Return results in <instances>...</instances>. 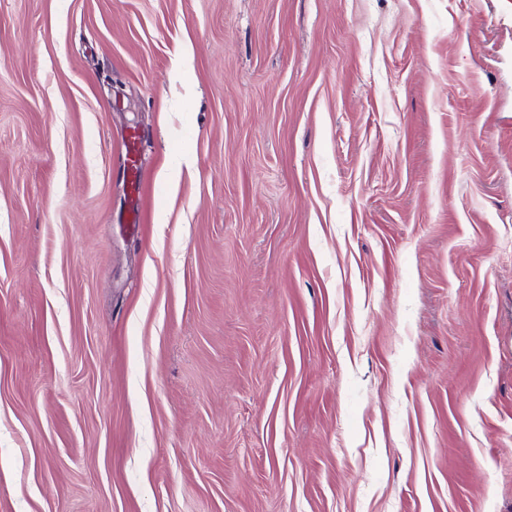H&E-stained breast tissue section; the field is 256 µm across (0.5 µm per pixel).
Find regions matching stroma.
Here are the masks:
<instances>
[{
	"label": "stroma",
	"instance_id": "1",
	"mask_svg": "<svg viewBox=\"0 0 512 512\" xmlns=\"http://www.w3.org/2000/svg\"><path fill=\"white\" fill-rule=\"evenodd\" d=\"M0 512H512V0H0ZM138 143L137 138L134 133H131L127 136V146H126V165L131 174V194H133L132 199V220L130 221L132 224L138 222V202L140 197V189H141V174H140V166H139V157H138Z\"/></svg>",
	"mask_w": 512,
	"mask_h": 512
}]
</instances>
